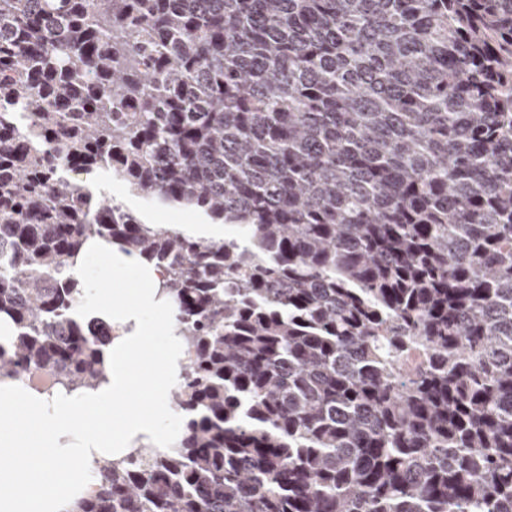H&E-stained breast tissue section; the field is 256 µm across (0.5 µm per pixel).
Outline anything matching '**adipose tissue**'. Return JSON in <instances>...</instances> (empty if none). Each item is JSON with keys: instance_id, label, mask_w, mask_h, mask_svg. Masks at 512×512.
<instances>
[{"instance_id": "1", "label": "adipose tissue", "mask_w": 512, "mask_h": 512, "mask_svg": "<svg viewBox=\"0 0 512 512\" xmlns=\"http://www.w3.org/2000/svg\"><path fill=\"white\" fill-rule=\"evenodd\" d=\"M108 271L131 272L135 287L96 288L82 315L116 328L105 350L107 378L94 389L46 396L22 381L0 380V512H69L87 491L95 460L119 458L131 448L167 447L174 386L185 347L174 334L167 304L156 296L158 275L137 254L110 256ZM161 367L139 366L144 345ZM67 466H60V459Z\"/></svg>"}]
</instances>
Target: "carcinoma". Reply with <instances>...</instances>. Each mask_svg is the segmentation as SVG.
Listing matches in <instances>:
<instances>
[{"label": "carcinoma", "instance_id": "1", "mask_svg": "<svg viewBox=\"0 0 512 512\" xmlns=\"http://www.w3.org/2000/svg\"><path fill=\"white\" fill-rule=\"evenodd\" d=\"M90 240L186 357L72 512H512V0H0V378L105 377ZM159 211H166L168 214L163 222L156 224H182L192 235L209 237L216 240L224 239V224H200V222H198L199 224H195V222H197L195 219L196 215L189 210L151 208L146 211V215L148 216L151 213ZM169 215L172 216L171 220L168 219Z\"/></svg>", "mask_w": 512, "mask_h": 512}]
</instances>
